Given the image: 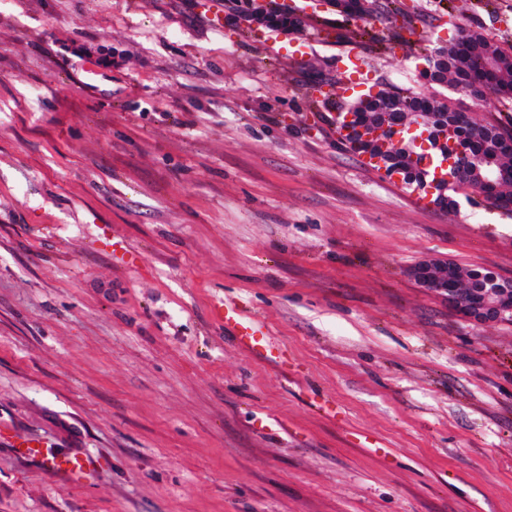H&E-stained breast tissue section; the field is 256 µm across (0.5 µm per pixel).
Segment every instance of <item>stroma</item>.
Returning <instances> with one entry per match:
<instances>
[{
  "label": "stroma",
  "instance_id": "obj_1",
  "mask_svg": "<svg viewBox=\"0 0 512 512\" xmlns=\"http://www.w3.org/2000/svg\"><path fill=\"white\" fill-rule=\"evenodd\" d=\"M379 2L289 32L0 0V424L100 461L72 483L0 436V512H512V320L410 276L512 279V210L419 200L333 126L348 56L433 94L426 56L512 45V0Z\"/></svg>",
  "mask_w": 512,
  "mask_h": 512
}]
</instances>
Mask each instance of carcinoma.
Listing matches in <instances>:
<instances>
[{"label": "carcinoma", "instance_id": "1", "mask_svg": "<svg viewBox=\"0 0 512 512\" xmlns=\"http://www.w3.org/2000/svg\"><path fill=\"white\" fill-rule=\"evenodd\" d=\"M357 12L338 9L346 19H365L376 10L374 0H360ZM430 69L420 77L454 93L464 95L477 104L487 101V95L512 98V48H505L476 30H462L453 43L433 49ZM348 111L375 118L394 114L406 124L417 119L431 127L453 125L460 131L461 145L469 152L466 166L450 192L478 193L487 164H492L501 177L500 196L488 199L494 207L512 208V129L501 124L480 123L467 113L436 97H426L411 89L380 91L349 106ZM393 130L382 133L373 143L370 156L386 166L387 174L407 173L413 166L417 148L412 141L399 145L391 142Z\"/></svg>", "mask_w": 512, "mask_h": 512}]
</instances>
